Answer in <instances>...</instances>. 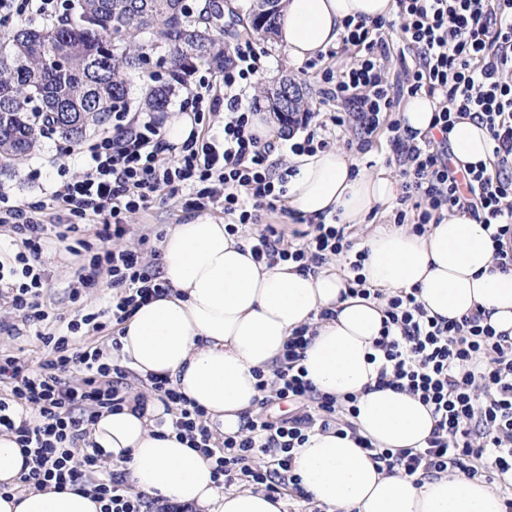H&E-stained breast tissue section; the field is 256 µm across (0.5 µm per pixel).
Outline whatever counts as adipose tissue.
Returning a JSON list of instances; mask_svg holds the SVG:
<instances>
[{
  "label": "adipose tissue",
  "instance_id": "ef3b65f1",
  "mask_svg": "<svg viewBox=\"0 0 512 512\" xmlns=\"http://www.w3.org/2000/svg\"><path fill=\"white\" fill-rule=\"evenodd\" d=\"M393 0H282L277 41L300 64L336 46L347 18L389 16ZM453 161L489 162L493 144L470 119L450 134ZM286 204L313 220L365 223L389 213L399 192L390 170L360 169L340 148L300 155ZM161 278L168 293L141 305L121 326L117 355L140 379L168 378L177 393L204 408L224 434L243 429L260 397L256 371L270 372L297 328L310 327L307 378L322 394L354 396L356 436L308 432L293 451L292 468L314 502L329 512H506L498 489L461 472L436 477L378 469L356 442L380 448H420L435 422L430 406L412 395L375 386L374 342L384 319V296L419 288L428 314L457 319L485 311L496 331L512 334V270L493 261L491 232L473 218L444 217L417 235L393 225L376 229L361 247L362 274L382 299L344 296L335 263L302 273L294 264L256 260L250 242L225 232L223 223L198 215L174 225L159 244ZM330 318H322V311ZM162 403L135 401L102 411L85 437L136 492L156 507L194 512H285L283 497L264 488L225 490L213 479L214 461L191 448L187 436L159 424ZM91 486L66 491L29 489L5 497L0 512H101Z\"/></svg>",
  "mask_w": 512,
  "mask_h": 512
}]
</instances>
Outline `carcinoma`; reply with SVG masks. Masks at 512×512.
I'll return each mask as SVG.
<instances>
[{
  "instance_id": "cac0c4a2",
  "label": "carcinoma",
  "mask_w": 512,
  "mask_h": 512,
  "mask_svg": "<svg viewBox=\"0 0 512 512\" xmlns=\"http://www.w3.org/2000/svg\"><path fill=\"white\" fill-rule=\"evenodd\" d=\"M281 0L244 9L222 0L191 6L186 0H77L76 13L61 25L27 23L0 35V171L29 156L45 131L77 140L102 122L112 102L125 99L130 80L152 81L145 89L149 111L168 103L165 85L145 65L155 53L168 73H190L203 60L214 71L231 62L224 49V17L242 31L270 36ZM42 113L43 122L32 113Z\"/></svg>"
}]
</instances>
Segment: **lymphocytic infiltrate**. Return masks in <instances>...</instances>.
I'll return each mask as SVG.
<instances>
[{
	"instance_id": "1",
	"label": "lymphocytic infiltrate",
	"mask_w": 512,
	"mask_h": 512,
	"mask_svg": "<svg viewBox=\"0 0 512 512\" xmlns=\"http://www.w3.org/2000/svg\"><path fill=\"white\" fill-rule=\"evenodd\" d=\"M71 0H0V31L30 20L64 21ZM343 46L357 58L336 71L310 60L306 69L320 78V105L341 103L342 111L309 126L290 145L294 154L326 149L330 127L355 120L364 134L373 133L403 98L439 97L433 135L415 140L388 121L393 151L401 165V193L394 221L424 234L443 214H466L494 227L493 259L512 269V0H394L391 19H346ZM401 28L417 61L403 68V80L386 79L389 54L385 30ZM263 68L262 55L250 42L238 44L233 61L216 76H202L186 86L179 109L210 127L222 120L220 134L192 136L177 156H170L153 115L119 101L108 114L107 129L82 148L84 170L59 167L46 198L18 203L0 190V226L8 227L20 251L0 259V288L10 308L25 318L45 320L43 293L48 272L42 254L51 240H66L80 225L96 228L99 244L79 267L76 285L93 288L110 279L114 288L107 308L80 313L69 333H38L47 349L37 363L0 355V429L16 435L25 460L18 490L68 487L94 482L102 512H145L148 497L132 492L124 480L107 471L99 449L79 443L86 427L104 410L121 409L128 399L164 404L171 424L186 434L193 448L214 458L219 485L234 482L279 493L289 487L313 507L292 470V451L308 431L337 426L352 405L318 394L302 364L307 328L294 331L272 374L261 375L263 401L296 405L294 415L274 419L259 412L248 417L241 434L218 437L205 410L170 388L165 377H152L147 395H129L126 373L96 348L79 349V330L99 333L123 323L144 302L166 288L159 271L150 269L141 252L121 247L129 233L128 215L149 209L155 194L179 196L185 211L220 210L225 232L235 235L245 224H261L262 215L285 209L293 169L276 160V145L252 129L256 105L248 97ZM471 119L484 126L493 143L492 165L478 164L457 172L449 163V135L455 123ZM252 239L255 259L288 261L298 271L316 272L343 258L350 277L347 292L380 298L360 271L365 251L355 249L345 225L319 222L312 232L288 242L275 225L261 224ZM418 289H403L386 298L383 326L375 348L383 361L376 385L418 397L430 405L434 429L420 448H379L357 442L387 472L423 477L462 472L469 477L504 480L506 507L512 512V337L486 324L476 311L457 320L429 316Z\"/></svg>"
}]
</instances>
